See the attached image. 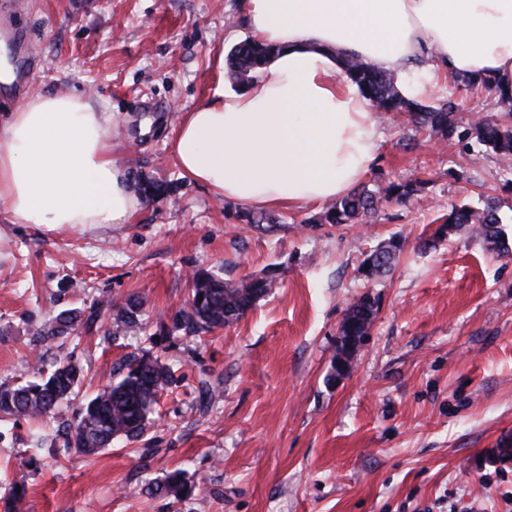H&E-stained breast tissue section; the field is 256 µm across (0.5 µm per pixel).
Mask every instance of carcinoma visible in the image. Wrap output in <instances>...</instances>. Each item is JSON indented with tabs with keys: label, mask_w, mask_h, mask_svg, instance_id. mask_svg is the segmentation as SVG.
Listing matches in <instances>:
<instances>
[{
	"label": "carcinoma",
	"mask_w": 512,
	"mask_h": 512,
	"mask_svg": "<svg viewBox=\"0 0 512 512\" xmlns=\"http://www.w3.org/2000/svg\"><path fill=\"white\" fill-rule=\"evenodd\" d=\"M281 47L257 42L250 38L235 44L226 58L227 72L239 86L249 83L254 74L275 55ZM345 73L355 82L372 106L383 112H406L415 125L426 127L444 139L455 136L471 139L479 146L506 159H512V126H504L485 116L460 129L456 118V104L448 99L434 104L422 100H407L398 91L394 75L371 67L359 58L350 56L343 63ZM478 86L495 94L497 103L512 107V87H492L463 77L456 88L468 90ZM424 180L415 177L402 182H390L384 188V198L403 201L420 194ZM141 195L148 200L167 198L172 194L171 185L152 180L139 184ZM379 197L365 188H354L326 209L311 224H351L376 210ZM502 223L499 206L488 203L482 209L467 204L453 206L444 224L457 227L472 226L475 235L490 249L501 250L505 242L500 229ZM399 247L389 242L374 250L364 261L366 279L373 280L390 271L396 262ZM275 287L272 277H244L238 281H226L220 275L202 271L191 280L189 307L181 310L173 320V328L188 334L209 332L214 328L233 323L242 318L256 301ZM141 304L130 297L116 313L128 329L140 328ZM374 298L364 293L347 304L341 322L344 335L367 336L376 318ZM82 312L64 310L38 335L45 339H61L70 334L81 322ZM123 374L116 382L102 386L95 395L79 407L77 417L66 431V451L81 455H95L112 444V439L140 437L146 421L157 404L159 393L169 384L170 370L159 360L150 357H132L121 368ZM81 370L70 362L59 364L45 375L41 368L33 371V379L21 386L0 385V418H24L37 420L45 417L58 404L78 396ZM183 472L169 473L162 481L155 482L148 491L182 500L190 496L195 486L182 478ZM26 489L14 484L8 491L4 512H21Z\"/></svg>",
	"instance_id": "carcinoma-1"
}]
</instances>
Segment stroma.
I'll list each match as a JSON object with an SVG mask.
<instances>
[{
  "instance_id": "obj_1",
  "label": "stroma",
  "mask_w": 512,
  "mask_h": 512,
  "mask_svg": "<svg viewBox=\"0 0 512 512\" xmlns=\"http://www.w3.org/2000/svg\"><path fill=\"white\" fill-rule=\"evenodd\" d=\"M38 69L29 93L82 95L112 113L111 136L131 183L171 182L129 224L48 231L0 214V384L69 358L83 394L116 379L131 356L172 370L144 434L93 456L63 449L78 401L40 422L0 421V497L26 487L27 512H512V253L470 227L441 230L451 206L501 198L512 241L507 167L475 144L376 113L377 150L362 187L416 176L417 198L380 201L360 224H318L317 206L272 209L250 224L246 206L183 178L169 152L179 113L226 81L221 60L248 38L241 0H10ZM453 99L462 124L504 118L493 92ZM389 273L361 265L388 241ZM274 274L276 288L238 321L192 336L173 319L189 275ZM377 317L350 375L327 384L352 297ZM142 303L139 330L114 310L78 325L66 343L36 328L99 300ZM220 396L205 401L206 389ZM40 451H33V444ZM184 471L194 494L173 504L148 484Z\"/></svg>"
}]
</instances>
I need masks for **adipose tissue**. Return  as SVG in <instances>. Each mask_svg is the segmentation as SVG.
I'll list each match as a JSON object with an SVG mask.
<instances>
[{
  "label": "adipose tissue",
  "instance_id": "obj_1",
  "mask_svg": "<svg viewBox=\"0 0 512 512\" xmlns=\"http://www.w3.org/2000/svg\"><path fill=\"white\" fill-rule=\"evenodd\" d=\"M253 39L281 46L248 86L181 113L171 155L221 200L278 208L344 195L373 160L376 120L354 55L426 97L461 74L512 83V0H245ZM89 98L35 94L0 126V212L13 224H128L141 202Z\"/></svg>",
  "mask_w": 512,
  "mask_h": 512
}]
</instances>
